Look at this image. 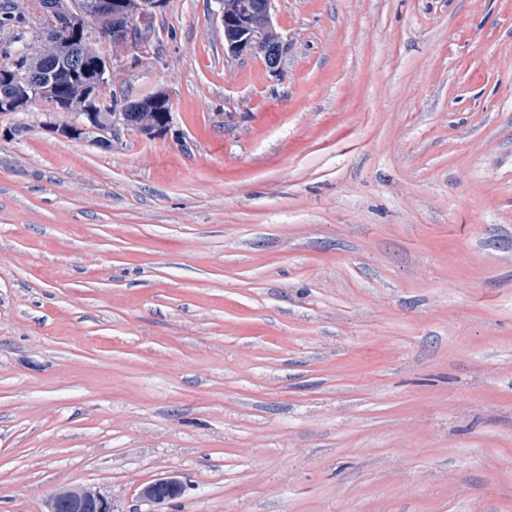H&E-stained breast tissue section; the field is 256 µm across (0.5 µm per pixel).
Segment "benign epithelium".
Listing matches in <instances>:
<instances>
[{"mask_svg":"<svg viewBox=\"0 0 512 512\" xmlns=\"http://www.w3.org/2000/svg\"><path fill=\"white\" fill-rule=\"evenodd\" d=\"M163 0H40V6L55 24L56 31L66 40V44L76 47V52L64 58L59 65L70 72L85 70L88 58H95V68L99 76L111 72L106 57H96L83 34L86 21L95 20L112 43L128 41L136 18L151 13ZM221 22L224 24V48L233 57L253 52L260 41V31L241 23L235 16L223 11ZM42 100L48 102L57 112L74 111L69 101L60 95L56 72H25L23 70H3L0 72V112H12L26 108L30 103ZM166 108V97L154 93L125 102L118 112L112 115V123L105 130L96 126H87L75 120L62 126L67 136H76L78 132H100L98 143L106 145L109 137L115 134L116 124L129 127L130 112H161ZM110 110L92 87L84 93V105L80 113L91 118L95 112ZM182 483L175 477L155 479L145 484L139 491V498L150 506L148 512H160L158 507L180 495ZM46 512H115L113 501L99 488L85 486H64L57 489L46 500Z\"/></svg>","mask_w":512,"mask_h":512,"instance_id":"1","label":"benign epithelium"}]
</instances>
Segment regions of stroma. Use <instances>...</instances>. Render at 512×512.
<instances>
[{
	"instance_id": "obj_1",
	"label": "stroma",
	"mask_w": 512,
	"mask_h": 512,
	"mask_svg": "<svg viewBox=\"0 0 512 512\" xmlns=\"http://www.w3.org/2000/svg\"><path fill=\"white\" fill-rule=\"evenodd\" d=\"M218 11L98 44L166 134L0 114V512H512V0ZM227 2V10L234 15L247 17L253 25L259 21L257 4L260 0H224ZM221 3V22L224 24V48L232 57L252 53L260 41V31L251 25H244L238 18L224 11L223 0ZM259 11L266 21H272L274 0H262ZM253 53L262 54L261 46ZM165 108L166 96L157 92L138 98L135 101L124 102L123 105L120 106L119 112H116L117 106L115 108L112 107V112L115 113L112 115L111 125L106 130H100L97 126L88 127L86 124L77 122L74 119H72L69 124L64 125L63 123L61 128L66 135L65 137L72 136L74 138H76L75 136L80 131L83 132V134L99 132L102 136L98 137V143L107 145L110 141L108 134L110 137L115 135L116 124L118 122L124 127L129 128L130 120L128 118V112H130L134 124V127L131 128L137 129L140 132H151L153 128H159L165 130L166 133L170 127L172 118L170 110L168 112H162ZM182 483L176 477H164L155 479L145 484L139 491L142 502L152 507L147 512H163L155 509L180 495ZM45 512H115L113 501L99 488L64 486L46 500Z\"/></svg>"
}]
</instances>
